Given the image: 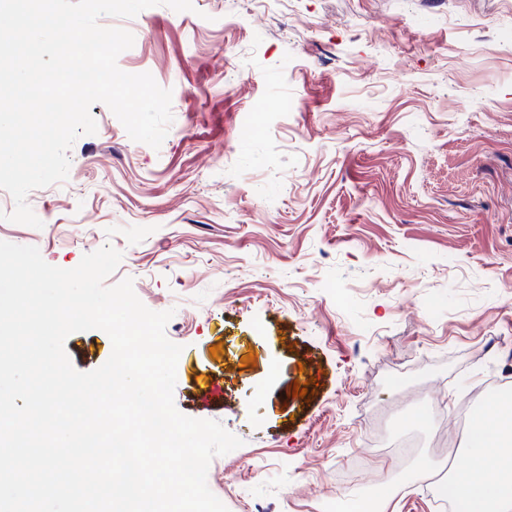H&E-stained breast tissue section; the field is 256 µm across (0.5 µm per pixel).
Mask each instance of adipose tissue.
Segmentation results:
<instances>
[{
    "label": "adipose tissue",
    "mask_w": 512,
    "mask_h": 512,
    "mask_svg": "<svg viewBox=\"0 0 512 512\" xmlns=\"http://www.w3.org/2000/svg\"><path fill=\"white\" fill-rule=\"evenodd\" d=\"M472 437L465 450L469 465L453 470L448 481L474 512H512V416L469 420Z\"/></svg>",
    "instance_id": "ef3b65f1"
}]
</instances>
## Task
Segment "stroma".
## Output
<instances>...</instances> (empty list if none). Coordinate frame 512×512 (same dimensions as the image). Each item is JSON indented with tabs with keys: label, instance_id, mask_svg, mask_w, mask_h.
<instances>
[{
	"label": "stroma",
	"instance_id": "stroma-1",
	"mask_svg": "<svg viewBox=\"0 0 512 512\" xmlns=\"http://www.w3.org/2000/svg\"><path fill=\"white\" fill-rule=\"evenodd\" d=\"M193 5L100 19L135 38L119 68L172 92L161 147L94 104L67 179L27 195L42 228L6 193L0 241L64 269L120 251L107 285L174 312L176 408L243 441L212 493L327 512L375 426L435 459L490 377L512 390V0ZM65 348L89 372L113 346Z\"/></svg>",
	"mask_w": 512,
	"mask_h": 512
}]
</instances>
